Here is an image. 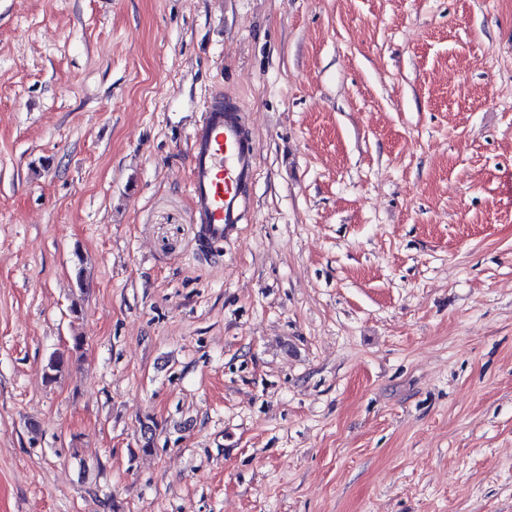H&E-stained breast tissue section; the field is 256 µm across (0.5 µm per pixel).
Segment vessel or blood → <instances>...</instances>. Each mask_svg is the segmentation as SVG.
I'll use <instances>...</instances> for the list:
<instances>
[{
    "label": "vessel or blood",
    "instance_id": "obj_1",
    "mask_svg": "<svg viewBox=\"0 0 512 512\" xmlns=\"http://www.w3.org/2000/svg\"><path fill=\"white\" fill-rule=\"evenodd\" d=\"M190 146L194 220L205 242L224 240L246 219L244 192L255 174V147L239 102L212 95L190 134Z\"/></svg>",
    "mask_w": 512,
    "mask_h": 512
}]
</instances>
